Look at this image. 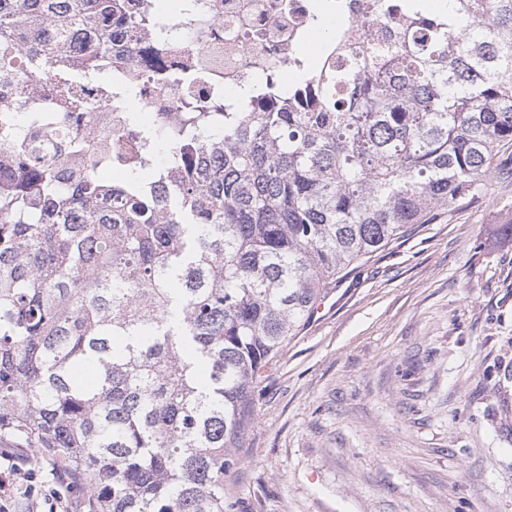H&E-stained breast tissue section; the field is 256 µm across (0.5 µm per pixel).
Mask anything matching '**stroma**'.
Segmentation results:
<instances>
[{
  "label": "stroma",
  "instance_id": "35a3bbf8",
  "mask_svg": "<svg viewBox=\"0 0 512 512\" xmlns=\"http://www.w3.org/2000/svg\"><path fill=\"white\" fill-rule=\"evenodd\" d=\"M511 169L340 273L253 394L226 512H512Z\"/></svg>",
  "mask_w": 512,
  "mask_h": 512
}]
</instances>
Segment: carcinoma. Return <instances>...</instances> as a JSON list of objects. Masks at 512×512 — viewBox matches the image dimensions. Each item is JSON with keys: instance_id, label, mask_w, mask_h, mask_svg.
<instances>
[{"instance_id": "obj_1", "label": "carcinoma", "mask_w": 512, "mask_h": 512, "mask_svg": "<svg viewBox=\"0 0 512 512\" xmlns=\"http://www.w3.org/2000/svg\"><path fill=\"white\" fill-rule=\"evenodd\" d=\"M310 71L286 101L218 100L153 131L159 191L106 181L74 129L13 143L0 189V439L36 448L87 512H225L252 392L336 276L480 191L512 146V0H449ZM121 0H0L22 93L72 30L112 45ZM36 36L43 55L19 58ZM41 112L0 103V138ZM220 129L216 158L198 135Z\"/></svg>"}]
</instances>
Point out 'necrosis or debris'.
Returning a JSON list of instances; mask_svg holds the SVG:
<instances>
[{"instance_id":"4bbe7bcc","label":"necrosis or debris","mask_w":512,"mask_h":512,"mask_svg":"<svg viewBox=\"0 0 512 512\" xmlns=\"http://www.w3.org/2000/svg\"><path fill=\"white\" fill-rule=\"evenodd\" d=\"M172 14L154 15L133 31L112 18V46L101 52L89 36L76 35L63 57L71 70H91L118 84L133 85L151 125H174L191 101L221 99L229 90L254 87L261 74L304 71L302 47L321 16L362 24L388 36L390 24L371 12L373 0H183ZM88 105L83 131L92 148L110 142L111 158L135 170H159L142 138L130 137L124 110L101 101L97 83L76 85ZM22 96L26 108L57 112L59 87L53 68L31 77Z\"/></svg>"}]
</instances>
